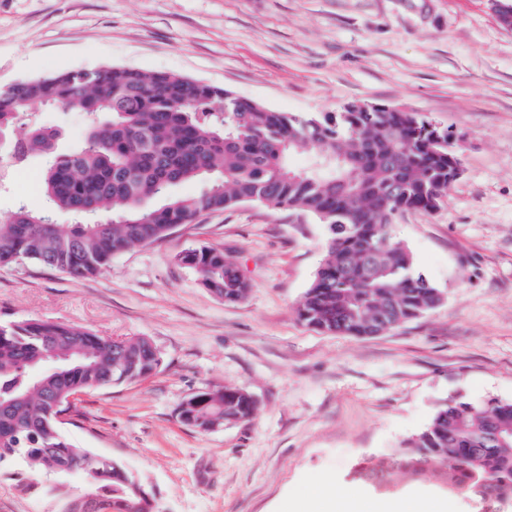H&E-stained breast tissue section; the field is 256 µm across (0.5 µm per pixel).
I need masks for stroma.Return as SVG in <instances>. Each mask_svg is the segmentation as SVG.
Wrapping results in <instances>:
<instances>
[{
	"instance_id": "obj_1",
	"label": "stroma",
	"mask_w": 512,
	"mask_h": 512,
	"mask_svg": "<svg viewBox=\"0 0 512 512\" xmlns=\"http://www.w3.org/2000/svg\"><path fill=\"white\" fill-rule=\"evenodd\" d=\"M169 72L279 112L352 102L408 108L447 129L463 171L442 204L391 227L442 303L371 337L316 332L296 308L324 256L315 217L255 203L209 213L75 281L23 260L0 267V324L64 322L145 336L159 371L80 396L62 430L123 464L162 512H284L323 477L374 497L445 495L432 468L395 487L357 464L403 448L453 397L512 402V28L492 0H0V86L100 66ZM59 148L86 139L78 109H42ZM41 157L0 167V219L47 205ZM223 247L250 285L227 303L177 262ZM257 401L245 422L202 433L179 406L214 386ZM0 467V512H62L80 493L21 491Z\"/></svg>"
}]
</instances>
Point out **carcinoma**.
<instances>
[{
    "instance_id": "carcinoma-1",
    "label": "carcinoma",
    "mask_w": 512,
    "mask_h": 512,
    "mask_svg": "<svg viewBox=\"0 0 512 512\" xmlns=\"http://www.w3.org/2000/svg\"><path fill=\"white\" fill-rule=\"evenodd\" d=\"M35 107L79 108L96 117L85 142L57 153V130L26 124ZM430 121L404 108L351 102L335 112L297 115L267 109L210 84L165 72L105 66L83 84L71 71L0 87V131L12 158L48 160L47 208L19 205L0 222V267L24 258L73 279L106 269L136 244H151L205 213L250 202L315 216L327 226L325 255L296 309L321 333L376 336L437 307L442 296L414 265L390 226L407 212H428L454 182L448 134L433 138ZM309 151L322 167L297 170L288 158ZM199 190L173 193L183 182ZM74 218L67 226L48 219ZM176 260L227 303L249 284L224 249L188 248ZM162 359L141 336L114 339L47 320L0 324V465L25 463L49 481L75 473L108 512H151L117 462L103 468L64 435L58 415L71 398L136 383ZM254 397L216 386L182 410L200 432L246 421ZM434 466L448 493L473 495L479 512H512V403L452 398L404 450L357 473L383 484Z\"/></svg>"
}]
</instances>
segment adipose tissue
Segmentation results:
<instances>
[{
    "label": "adipose tissue",
    "instance_id": "obj_1",
    "mask_svg": "<svg viewBox=\"0 0 512 512\" xmlns=\"http://www.w3.org/2000/svg\"><path fill=\"white\" fill-rule=\"evenodd\" d=\"M444 497L406 494L367 498L360 491H334L328 481L317 479L288 500L286 512H453Z\"/></svg>",
    "mask_w": 512,
    "mask_h": 512
}]
</instances>
